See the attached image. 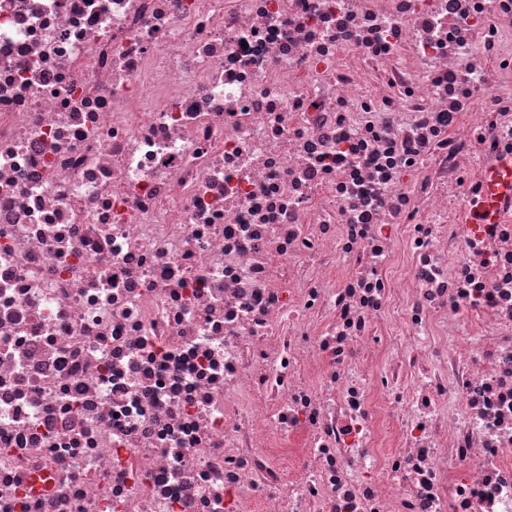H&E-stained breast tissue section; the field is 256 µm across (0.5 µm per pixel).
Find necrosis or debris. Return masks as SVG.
Masks as SVG:
<instances>
[{"label": "necrosis or debris", "mask_w": 512, "mask_h": 512, "mask_svg": "<svg viewBox=\"0 0 512 512\" xmlns=\"http://www.w3.org/2000/svg\"><path fill=\"white\" fill-rule=\"evenodd\" d=\"M512 0H0V512H512ZM507 199L512 200V160L503 162L489 174L487 196L470 210L466 223L488 224L493 210Z\"/></svg>", "instance_id": "necrosis-or-debris-1"}]
</instances>
